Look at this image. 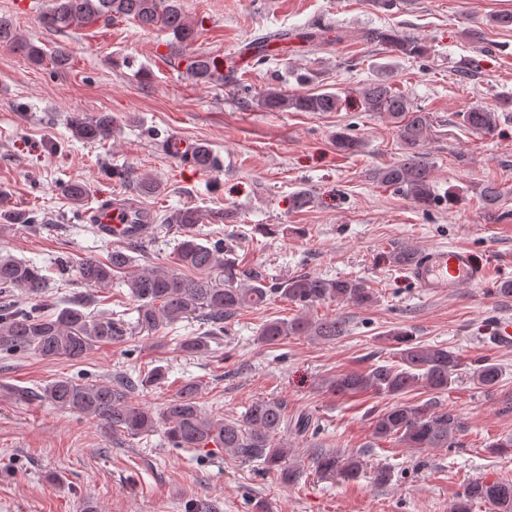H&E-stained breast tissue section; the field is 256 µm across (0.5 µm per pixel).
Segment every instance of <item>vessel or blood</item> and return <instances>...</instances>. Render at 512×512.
<instances>
[{
  "label": "vessel or blood",
  "mask_w": 512,
  "mask_h": 512,
  "mask_svg": "<svg viewBox=\"0 0 512 512\" xmlns=\"http://www.w3.org/2000/svg\"><path fill=\"white\" fill-rule=\"evenodd\" d=\"M103 238L122 242L132 237L134 228L149 222V215L130 206L124 198L115 195L88 214ZM409 273L419 288L429 295L445 288L456 292L465 286L483 281L487 270L475 262L467 248L440 247L418 253L409 266Z\"/></svg>",
  "instance_id": "b4317fda"
}]
</instances>
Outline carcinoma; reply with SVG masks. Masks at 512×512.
I'll return each mask as SVG.
<instances>
[{"instance_id": "1", "label": "carcinoma", "mask_w": 512, "mask_h": 512, "mask_svg": "<svg viewBox=\"0 0 512 512\" xmlns=\"http://www.w3.org/2000/svg\"><path fill=\"white\" fill-rule=\"evenodd\" d=\"M131 19L142 28L161 27L170 32L175 43L186 48L196 36V26L185 15L180 0H50L41 9L39 25L54 34H65L88 24L115 19ZM371 39L385 45L395 57H422L427 53L420 39L403 36L393 30L376 29ZM288 40V31L274 30L244 42L241 52H257L265 57L266 48ZM0 47L23 54L34 64L44 61V51L31 41L18 37L14 20L0 15ZM186 72L203 83L224 82L234 70H224V59L193 52L181 56ZM365 111L386 115L398 124L402 158L379 170L377 179L385 186L403 192L417 205L427 208L436 203L431 167L423 160L420 149L428 139L430 128L425 112L415 107L402 93L384 80L366 85L362 90ZM269 112H334L339 98L332 92L286 95L269 87L258 98ZM463 122L474 132L491 135L497 128L495 110L474 107L463 113ZM73 136L87 143L108 140L116 131V120L107 112L95 115L74 112L70 116ZM341 152L358 150L359 141L347 132L335 135ZM193 167L208 172L216 167V157L209 146L200 144L193 151ZM112 176L136 185L142 194H155L159 185L149 178L137 176L129 168H114ZM72 201L82 203L88 196L86 184L71 182L62 187ZM3 229L12 224H30L32 217L23 211H0ZM164 222L175 225L181 234L176 247L177 265L183 271L159 267H143L130 274L124 285L138 303L136 326L141 331L156 333L178 322L197 318L203 332L197 336L171 338L174 348L188 355L210 351V342L224 335V321L244 308L264 305L277 297L298 307L301 314L290 320L273 319L263 324L259 339L275 345L290 336H313L332 342L345 335L346 322L341 318L312 320L304 311L323 302H346L368 307L376 300L373 289L361 281L348 278H323L309 274L284 277L266 283L255 276L239 280L240 268L233 245L214 232L201 233V210L186 206L168 212ZM132 257L124 247L112 250L108 261L87 257L77 266L78 281L88 288H101L113 277L129 268ZM222 268L224 282L211 277L212 269ZM47 278L32 263L10 255H0V294L19 292V298L0 304V353L33 351L46 359L65 357L78 361L96 343H110L127 336L128 323L118 317L91 315L85 303L47 311ZM390 340L400 346V362L375 363L365 371H349L326 381L330 391L340 395L373 392L398 396L417 388L436 394L448 391L461 366L459 356L446 347L416 342L404 330L389 333ZM471 374L479 384H498L501 368L486 359L471 365ZM165 381V370L156 366L137 376L123 375L116 380L79 383L59 378L48 383L41 398L51 405L77 412L102 423L114 435L132 439L155 431L154 413L135 399V394L157 387ZM198 386L189 381L164 408L162 419L168 443L174 448H206L210 445L242 460L260 461L269 471L290 484L299 476V468L290 459V448L282 433L288 430V418L282 402L275 398L253 402L236 419L215 420L204 414L196 401ZM373 434L378 439L394 438L410 448H452L463 424L455 411L432 404L396 403L378 411L372 420ZM316 471H342L355 478L362 463L354 457L342 458L334 451H320L312 457ZM476 504H488L496 512H512V480L473 481L464 487L451 507V512H471Z\"/></svg>"}]
</instances>
